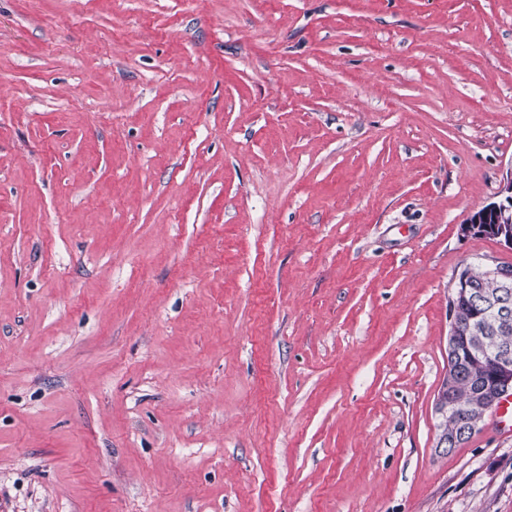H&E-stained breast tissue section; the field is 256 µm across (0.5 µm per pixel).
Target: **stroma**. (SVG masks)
<instances>
[{
	"instance_id": "35a3bbf8",
	"label": "stroma",
	"mask_w": 512,
	"mask_h": 512,
	"mask_svg": "<svg viewBox=\"0 0 512 512\" xmlns=\"http://www.w3.org/2000/svg\"><path fill=\"white\" fill-rule=\"evenodd\" d=\"M512 0H0V512H512L440 448Z\"/></svg>"
}]
</instances>
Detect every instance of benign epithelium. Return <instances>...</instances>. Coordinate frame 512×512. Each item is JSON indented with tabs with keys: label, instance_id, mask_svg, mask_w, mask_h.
Listing matches in <instances>:
<instances>
[{
	"label": "benign epithelium",
	"instance_id": "1",
	"mask_svg": "<svg viewBox=\"0 0 512 512\" xmlns=\"http://www.w3.org/2000/svg\"><path fill=\"white\" fill-rule=\"evenodd\" d=\"M500 199L485 205L466 218L460 224V233L473 236L479 233H492L499 244L512 251V176L507 178L499 192ZM488 276L500 282L499 290L493 295H486L471 286L470 273L462 269L454 278L453 293L449 300L450 331L448 334V376L443 381L436 402V411L444 413L452 398L454 378L467 373L470 364L482 361L483 351L476 345L467 346L472 360L462 358L463 343L471 335L473 313L486 305L498 309L496 325L500 330H512V271L494 259L484 263ZM472 380V397L474 402L489 411L496 408L501 401L512 396V347L502 345L492 362L491 374H470ZM483 416L478 415L466 424L459 435L452 437L440 434L439 446L447 448L457 443L460 438L475 434Z\"/></svg>",
	"mask_w": 512,
	"mask_h": 512
}]
</instances>
